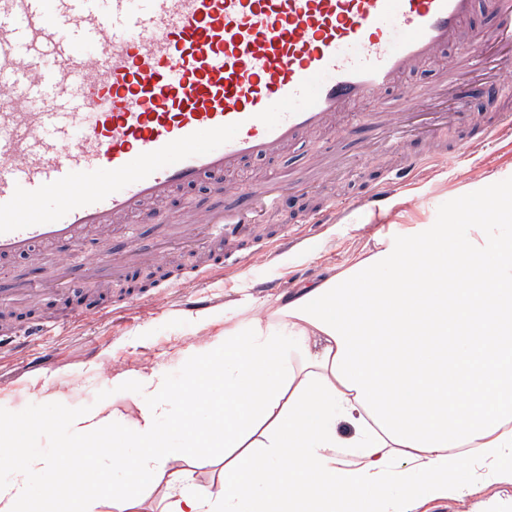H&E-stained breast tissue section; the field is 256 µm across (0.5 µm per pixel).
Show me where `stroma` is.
<instances>
[{
	"label": "stroma",
	"instance_id": "35a3bbf8",
	"mask_svg": "<svg viewBox=\"0 0 512 512\" xmlns=\"http://www.w3.org/2000/svg\"><path fill=\"white\" fill-rule=\"evenodd\" d=\"M457 56V49H448L439 65L453 70L457 91L471 97L472 112L493 120L495 114L486 100L494 92L490 72L457 70ZM353 139L347 165L336 172L318 161L325 149L321 141L274 161L245 166V173L268 177L295 170L311 182L312 188L307 192L289 191L281 209L261 218L259 225L264 233L249 244L253 259L247 274H224L205 291L160 286L143 290L135 276L142 263L153 260L166 235L178 232L193 216L223 204V197L203 187L183 189L164 205L169 214L167 222H159L148 208L138 213L132 219L138 257L115 279L122 285V292L100 300L104 317L81 320L65 335L46 337L36 346L25 343L16 351L0 355V420L33 425L30 451H49L55 438L65 433L66 411L91 408L111 397L113 376L154 367L165 372L173 384H180L183 370L173 352L174 344L207 341L213 330L224 324L225 304L248 293L259 297L292 293L302 280L322 278L329 267L366 252L378 235L404 225L464 223L460 206L477 194L482 183L491 180L502 188L512 186V158L497 145L472 154L456 133L437 141L412 132L393 151L379 155L373 148L370 129L358 128ZM441 147L446 150L443 173L399 191L382 214L351 208L353 197L363 194L403 155H426ZM330 197L346 207L341 223L311 235V243L277 248L276 235L283 225L297 224L299 234H307L308 227L300 223V216ZM126 243L123 231L117 228L88 235L82 242L81 258L74 260L69 272L71 287L86 288L94 281L113 280L107 272L84 265L83 259L125 250ZM37 275L55 281L59 276L55 257L43 252L33 259L0 262V304L14 310L23 323L55 320L67 312L57 295L45 294L33 301L18 295V287ZM426 509L512 512V483L497 482L466 501H435Z\"/></svg>",
	"mask_w": 512,
	"mask_h": 512
}]
</instances>
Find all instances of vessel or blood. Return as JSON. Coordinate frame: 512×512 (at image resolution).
<instances>
[{"label":"vessel or blood","mask_w":512,"mask_h":512,"mask_svg":"<svg viewBox=\"0 0 512 512\" xmlns=\"http://www.w3.org/2000/svg\"><path fill=\"white\" fill-rule=\"evenodd\" d=\"M485 5L495 22L476 30L475 0H0V258L40 245L73 254L84 233L203 179L224 196L203 216L208 239L245 241L285 191L307 185L293 174L239 184L247 161L325 138L336 164L359 126L393 149L413 115L370 102L411 99L407 77L448 47L458 67H485L484 48L512 43V0ZM448 125L474 153L512 138V112L478 126L460 96L422 121L427 135ZM429 164L404 156L359 206L381 210ZM247 263V250L218 253L194 275ZM79 319L21 324L0 351Z\"/></svg>","instance_id":"obj_1"}]
</instances>
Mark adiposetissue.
Wrapping results in <instances>:
<instances>
[{
	"label": "adipose tissue",
	"mask_w": 512,
	"mask_h": 512,
	"mask_svg": "<svg viewBox=\"0 0 512 512\" xmlns=\"http://www.w3.org/2000/svg\"><path fill=\"white\" fill-rule=\"evenodd\" d=\"M477 199L470 223L407 225L288 296L227 305L223 332L179 349L180 385L116 375L119 397L65 415L69 448L31 453L1 423L0 512L77 475L78 512L107 491L113 512H416L512 481V188ZM193 448L222 449L219 484L196 482Z\"/></svg>",
	"instance_id": "1"
}]
</instances>
